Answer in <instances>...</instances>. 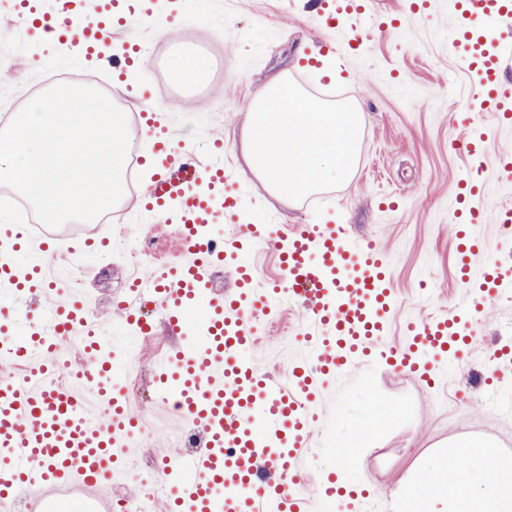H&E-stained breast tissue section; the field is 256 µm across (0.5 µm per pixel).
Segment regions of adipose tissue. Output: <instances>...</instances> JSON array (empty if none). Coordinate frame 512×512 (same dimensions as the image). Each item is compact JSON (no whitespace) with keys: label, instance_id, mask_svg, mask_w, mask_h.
Wrapping results in <instances>:
<instances>
[{"label":"adipose tissue","instance_id":"obj_1","mask_svg":"<svg viewBox=\"0 0 512 512\" xmlns=\"http://www.w3.org/2000/svg\"><path fill=\"white\" fill-rule=\"evenodd\" d=\"M396 512H512V459L490 442L452 439L421 458Z\"/></svg>","mask_w":512,"mask_h":512}]
</instances>
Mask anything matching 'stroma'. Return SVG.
<instances>
[{"instance_id":"1","label":"stroma","mask_w":512,"mask_h":512,"mask_svg":"<svg viewBox=\"0 0 512 512\" xmlns=\"http://www.w3.org/2000/svg\"><path fill=\"white\" fill-rule=\"evenodd\" d=\"M370 3L399 25L364 37L355 53L347 48V25L327 27L325 0H180L164 33L134 24L89 59L75 46L28 35L17 0H0V118L20 111L55 74L111 92L113 59L123 55L128 36H135L146 57L125 70L126 92L115 100L127 115L130 138L152 147L140 113H162L174 147H191L206 161L216 145H223L224 168L238 184L235 223H226L223 211H216L205 235L232 237L251 225L268 226L275 235L308 224L345 225L355 241L375 244L390 262L396 307L382 341L386 348L403 349L407 320L457 313L466 296L483 303V315L471 325L475 344L442 368L434 386L385 362L326 381L312 429L314 446L298 470L299 490L310 498L312 512H334L320 495V481L336 468V443L348 433L361 449L362 463L344 476L348 484L366 489L363 512H385L415 460L450 439L483 438L512 455V411L493 405L481 385L496 349L512 347V282L490 298L484 289H468L460 281L451 205L466 179V160L450 148L468 132L463 113L489 127L495 155L512 148V127H494L489 113L479 108L473 79L456 67L452 0H433L416 13L411 0ZM177 50L208 60L201 81L182 85L173 78L170 58ZM305 53L315 55V67H304ZM279 74L312 96L351 102L364 120L351 179L293 204L272 196L241 152L246 109ZM93 231L110 246L124 248L161 235L170 256L178 254L175 225L139 210L127 195L117 221L95 224ZM73 245L71 237L60 234L55 258L32 248L16 265L45 267L61 288L84 297L107 342L137 346L136 362L117 360L115 375L143 428L126 449L125 483L109 485L103 494L130 501L142 512H166L165 500L150 492L161 478L162 459L180 452L175 437L189 425L158 404L153 367L157 358L183 348L186 339L158 310L151 340L141 341L125 322L122 303L129 286L137 278L149 280L152 263L109 262L94 248L80 255V272L74 275L59 260ZM277 316L291 325L289 340L260 331L252 355L262 370L283 376L289 361L307 350L302 340L307 315L284 296Z\"/></svg>"}]
</instances>
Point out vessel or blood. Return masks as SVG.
<instances>
[{
    "mask_svg": "<svg viewBox=\"0 0 512 512\" xmlns=\"http://www.w3.org/2000/svg\"><path fill=\"white\" fill-rule=\"evenodd\" d=\"M27 15L41 17L58 42L75 41L93 53L112 35L115 20L135 17L161 23L154 0H21ZM462 35L459 60L483 90V110L512 125V95L503 88L512 62V0H457ZM350 21V48L360 32L377 23L368 0H333L329 27ZM154 131V151L165 168L157 174L150 199L167 209L180 227L178 262L159 265L152 280L134 281L137 300L160 301L168 323L188 336L185 351L162 359L155 371L157 398L200 435V448L165 458L163 483L169 512H309L297 491V471L311 442L319 384L364 365L380 352L395 298L386 257L375 245L351 243L341 225H310L283 235L278 243L281 280L257 285L250 267H236V289L213 295L214 271L238 240L213 247L200 231L216 198L224 217L235 219L222 159L197 170L193 159L175 151L156 113H145ZM485 129L474 127L465 144L472 186L500 174L491 163ZM49 232L19 233L0 226V283L17 296L56 293L39 267L18 273L17 253L32 244L47 247ZM456 251L462 276L479 272L489 294L512 280L511 260H485V244L469 228L460 230ZM301 300L307 312L310 349L294 361L287 377L259 369L252 359L255 321L275 315L281 293ZM77 340L89 364L73 385L51 375L68 356L61 339ZM472 343L465 321L441 315L406 329L398 363L433 383L435 367L460 357ZM114 353L95 332L83 300L71 295L38 317L17 310L12 327L0 325V364L23 368L24 380L0 377V506L14 504L23 487L36 490L34 512H58L63 499L78 501L82 512H101L99 492L125 460L120 452L139 426L112 375ZM94 393L109 421L94 422L83 397Z\"/></svg>",
    "mask_w": 512,
    "mask_h": 512,
    "instance_id": "obj_1",
    "label": "vessel or blood"
}]
</instances>
